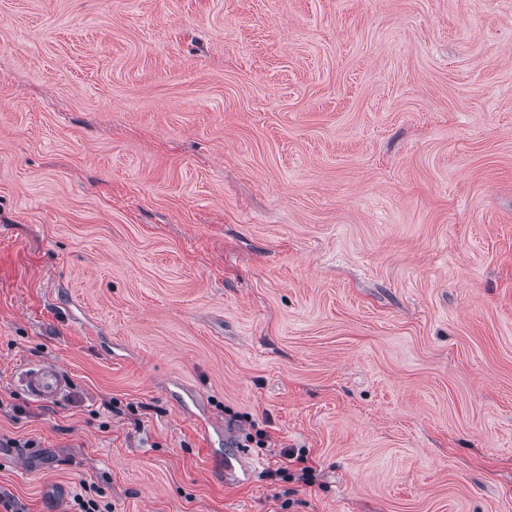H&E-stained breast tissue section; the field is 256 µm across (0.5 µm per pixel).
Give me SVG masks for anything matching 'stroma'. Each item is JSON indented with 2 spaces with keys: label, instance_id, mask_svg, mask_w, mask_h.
I'll return each instance as SVG.
<instances>
[{
  "label": "stroma",
  "instance_id": "35a3bbf8",
  "mask_svg": "<svg viewBox=\"0 0 512 512\" xmlns=\"http://www.w3.org/2000/svg\"><path fill=\"white\" fill-rule=\"evenodd\" d=\"M1 491L512 512V0H0ZM19 383L29 397L43 403L58 402L70 388L69 377L52 360L23 368Z\"/></svg>",
  "mask_w": 512,
  "mask_h": 512
}]
</instances>
